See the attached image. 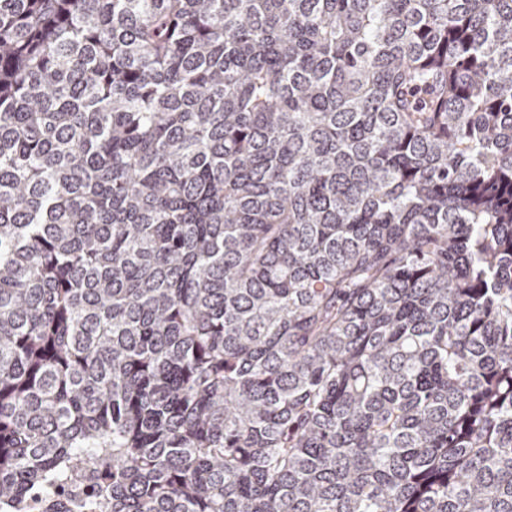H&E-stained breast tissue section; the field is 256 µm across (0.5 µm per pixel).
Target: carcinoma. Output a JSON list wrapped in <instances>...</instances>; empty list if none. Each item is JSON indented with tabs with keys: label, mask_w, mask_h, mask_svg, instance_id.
<instances>
[{
	"label": "carcinoma",
	"mask_w": 512,
	"mask_h": 512,
	"mask_svg": "<svg viewBox=\"0 0 512 512\" xmlns=\"http://www.w3.org/2000/svg\"><path fill=\"white\" fill-rule=\"evenodd\" d=\"M512 512V0H0V512ZM101 479H93L80 487H62L56 492L61 500L66 503L83 504L93 500L102 489Z\"/></svg>",
	"instance_id": "cac0c4a2"
}]
</instances>
